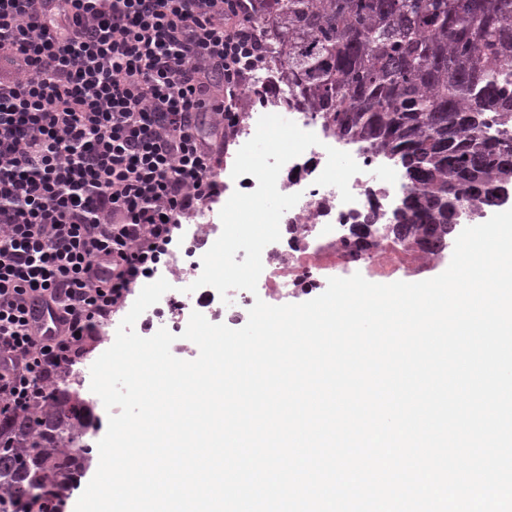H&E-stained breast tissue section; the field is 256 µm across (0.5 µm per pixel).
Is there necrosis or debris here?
I'll return each instance as SVG.
<instances>
[{"mask_svg":"<svg viewBox=\"0 0 512 512\" xmlns=\"http://www.w3.org/2000/svg\"><path fill=\"white\" fill-rule=\"evenodd\" d=\"M295 123L302 129L314 133L319 143L286 165L293 174L292 179L279 182L278 189L285 194H299L300 199L285 218L291 226L287 232L286 247L268 245L262 252L265 287L270 298L282 301L288 294L303 289L320 287L323 281L336 273L354 268L372 275H392L399 268L408 266L411 256L398 245L387 244L382 260L373 255H356L341 246L352 224L358 223L370 211H377L381 223H388L391 212L405 191L400 180L383 184L365 180L366 172L378 169L382 159L378 152L361 143H347L334 131L325 129L323 120L312 118L309 112L296 111ZM350 152L360 166L349 188L353 202H342L340 192L332 186L317 185L316 179L327 163V148ZM193 226L191 247L172 253L165 262L169 272L195 271L198 267L196 250L207 244L210 237L219 232L212 222L210 207L200 208L191 216ZM185 303L181 296L166 292L160 301L148 308L139 319L143 330L179 329Z\"/></svg>","mask_w":512,"mask_h":512,"instance_id":"1","label":"necrosis or debris"}]
</instances>
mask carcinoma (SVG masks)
<instances>
[{"label":"carcinoma","mask_w":512,"mask_h":512,"mask_svg":"<svg viewBox=\"0 0 512 512\" xmlns=\"http://www.w3.org/2000/svg\"><path fill=\"white\" fill-rule=\"evenodd\" d=\"M252 20L261 70L278 75L252 105L307 109L404 170L390 223L371 212L345 247L374 253L394 237L440 258L457 209L495 207L512 188V0H253ZM96 428L92 401L65 382L0 412V512H56Z\"/></svg>","instance_id":"carcinoma-1"}]
</instances>
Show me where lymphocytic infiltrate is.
I'll return each instance as SVG.
<instances>
[{"label": "lymphocytic infiltrate", "instance_id": "1", "mask_svg": "<svg viewBox=\"0 0 512 512\" xmlns=\"http://www.w3.org/2000/svg\"><path fill=\"white\" fill-rule=\"evenodd\" d=\"M251 6L0 0V408L40 399L220 195L263 59ZM51 302L48 336L34 307Z\"/></svg>", "mask_w": 512, "mask_h": 512}]
</instances>
